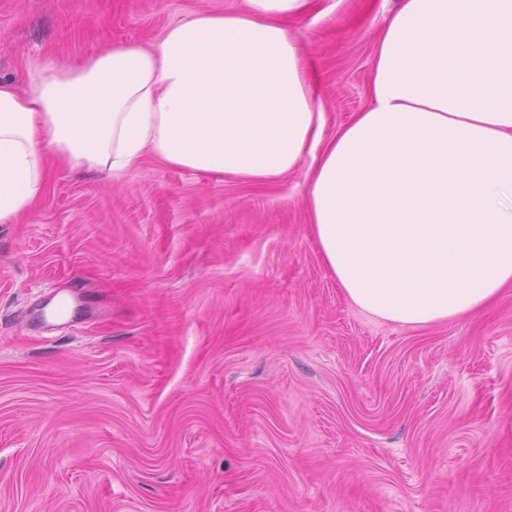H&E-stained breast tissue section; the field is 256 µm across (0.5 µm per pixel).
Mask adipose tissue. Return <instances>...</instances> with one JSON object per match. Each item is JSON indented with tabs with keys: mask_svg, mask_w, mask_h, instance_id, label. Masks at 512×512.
<instances>
[{
	"mask_svg": "<svg viewBox=\"0 0 512 512\" xmlns=\"http://www.w3.org/2000/svg\"><path fill=\"white\" fill-rule=\"evenodd\" d=\"M195 13L155 46L0 80V224L44 197L52 158L122 173L146 154L270 182L304 153L312 232L348 300L405 327L475 314L512 285V0H399L369 107L323 140L283 19L312 0Z\"/></svg>",
	"mask_w": 512,
	"mask_h": 512,
	"instance_id": "ef3b65f1",
	"label": "adipose tissue"
}]
</instances>
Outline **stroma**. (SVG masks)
<instances>
[{"mask_svg":"<svg viewBox=\"0 0 512 512\" xmlns=\"http://www.w3.org/2000/svg\"><path fill=\"white\" fill-rule=\"evenodd\" d=\"M396 5L285 19L325 138L369 106ZM246 9L0 0V79ZM312 173L58 166L0 224V512H512V288L417 328L353 307L311 232ZM72 292L68 320L36 319Z\"/></svg>","mask_w":512,"mask_h":512,"instance_id":"obj_1","label":"stroma"}]
</instances>
